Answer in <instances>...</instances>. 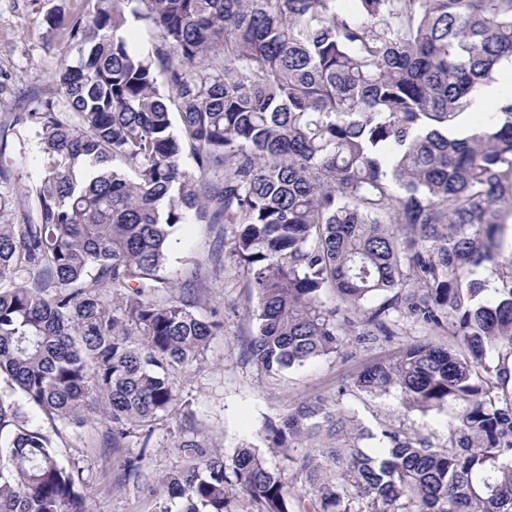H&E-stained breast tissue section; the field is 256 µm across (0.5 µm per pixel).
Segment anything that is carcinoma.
<instances>
[{
	"label": "carcinoma",
	"instance_id": "carcinoma-1",
	"mask_svg": "<svg viewBox=\"0 0 512 512\" xmlns=\"http://www.w3.org/2000/svg\"><path fill=\"white\" fill-rule=\"evenodd\" d=\"M89 2L78 63L55 76L70 111L16 118L38 129L42 176L0 192L39 211L0 224L10 389L64 426L100 413L110 448L177 423L192 462L155 512H233L235 486L252 512H512V98L462 126L512 59V0ZM133 18L153 31L142 52ZM191 216L224 225L266 373L345 359L402 318L429 335L268 423L284 468L208 449L177 408L171 374L224 330L161 275ZM393 392L407 414L459 406L444 442L342 401ZM86 496L79 464L1 394L0 512H87Z\"/></svg>",
	"mask_w": 512,
	"mask_h": 512
}]
</instances>
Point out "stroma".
Segmentation results:
<instances>
[{
	"label": "stroma",
	"mask_w": 512,
	"mask_h": 512,
	"mask_svg": "<svg viewBox=\"0 0 512 512\" xmlns=\"http://www.w3.org/2000/svg\"><path fill=\"white\" fill-rule=\"evenodd\" d=\"M88 11L87 0H0V171L15 190L35 185L41 176L37 129L16 123L15 118L47 102L65 110V97L53 76L77 64L78 52L61 22ZM223 236L220 224L179 225L166 274L181 282L199 271L198 314L208 315L215 308L224 316L223 335L213 337L198 360L175 375L174 383L195 428L225 455L247 444L261 446L266 423L280 422L290 405L316 396L335 398L352 372L372 359L394 356L424 335L419 327L404 322L396 336L349 359L327 357L274 377L260 372L246 358V344L255 330L251 314L255 300L241 270L216 261ZM343 401L368 425L401 423L437 439L445 436L457 413L451 406L439 414H407L392 394L376 399L347 395ZM28 413L32 425L55 431L62 461L75 459L84 466L89 512H154L147 486L161 487L166 475L185 463L175 446L179 429L173 424L158 425L148 447L134 439L122 448H105L102 417L71 428L53 425L38 408H29ZM137 456L142 459L141 476L126 477V459Z\"/></svg>",
	"instance_id": "35a3bbf8"
}]
</instances>
